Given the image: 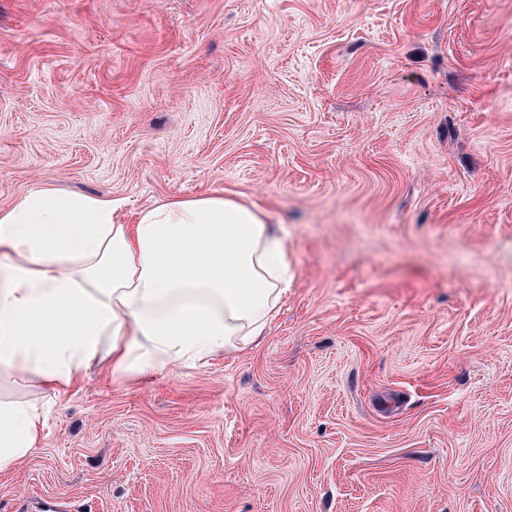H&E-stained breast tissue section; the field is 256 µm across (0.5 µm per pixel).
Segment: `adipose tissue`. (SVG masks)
I'll list each match as a JSON object with an SVG mask.
<instances>
[{"instance_id":"obj_1","label":"adipose tissue","mask_w":512,"mask_h":512,"mask_svg":"<svg viewBox=\"0 0 512 512\" xmlns=\"http://www.w3.org/2000/svg\"><path fill=\"white\" fill-rule=\"evenodd\" d=\"M0 369L68 390L91 365L145 376L247 347L288 293V236L214 191L126 212L52 187L0 209ZM46 412L0 404V474L39 444Z\"/></svg>"}]
</instances>
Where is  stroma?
<instances>
[{
  "label": "stroma",
  "instance_id": "stroma-1",
  "mask_svg": "<svg viewBox=\"0 0 512 512\" xmlns=\"http://www.w3.org/2000/svg\"><path fill=\"white\" fill-rule=\"evenodd\" d=\"M224 191L288 234L250 348L91 367L0 512H512V0H0V208Z\"/></svg>",
  "mask_w": 512,
  "mask_h": 512
}]
</instances>
